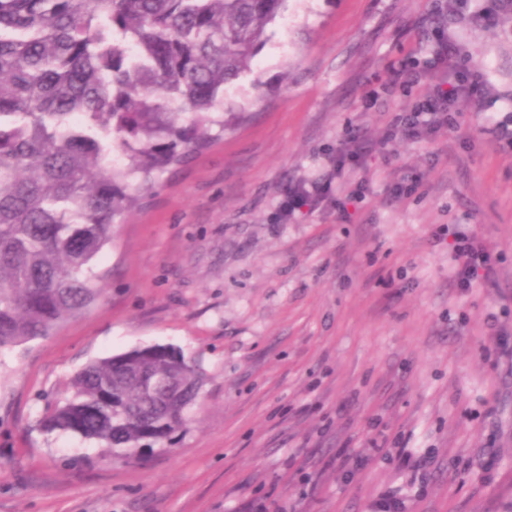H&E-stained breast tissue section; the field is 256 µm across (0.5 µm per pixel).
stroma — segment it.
<instances>
[{"instance_id": "stroma-1", "label": "stroma", "mask_w": 512, "mask_h": 512, "mask_svg": "<svg viewBox=\"0 0 512 512\" xmlns=\"http://www.w3.org/2000/svg\"><path fill=\"white\" fill-rule=\"evenodd\" d=\"M458 75L455 126L394 135ZM224 105L116 224L102 297L0 349V512H512V0H286ZM459 228L490 285L454 286ZM156 344L203 377L171 443L42 427L89 361Z\"/></svg>"}]
</instances>
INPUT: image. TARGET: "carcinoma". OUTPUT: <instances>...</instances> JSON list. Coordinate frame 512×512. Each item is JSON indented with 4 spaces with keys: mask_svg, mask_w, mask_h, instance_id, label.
<instances>
[{
    "mask_svg": "<svg viewBox=\"0 0 512 512\" xmlns=\"http://www.w3.org/2000/svg\"><path fill=\"white\" fill-rule=\"evenodd\" d=\"M284 2L0 0V348L99 300L95 261L117 218L224 131V85ZM70 388L44 428L134 460L183 427L199 374L152 345L88 364Z\"/></svg>",
    "mask_w": 512,
    "mask_h": 512,
    "instance_id": "carcinoma-1",
    "label": "carcinoma"
}]
</instances>
